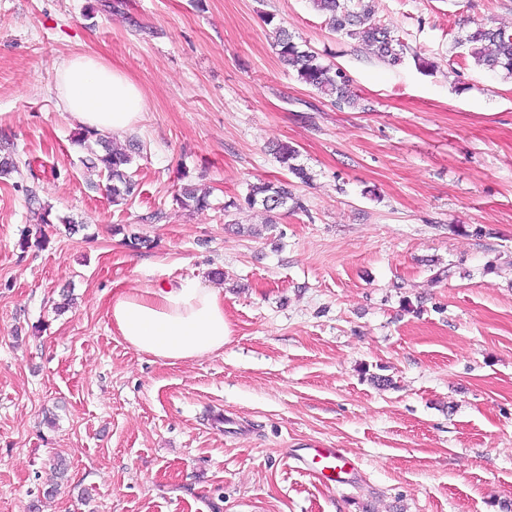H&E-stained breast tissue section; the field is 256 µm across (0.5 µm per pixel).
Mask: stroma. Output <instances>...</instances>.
I'll use <instances>...</instances> for the list:
<instances>
[{
  "label": "stroma",
  "instance_id": "1",
  "mask_svg": "<svg viewBox=\"0 0 512 512\" xmlns=\"http://www.w3.org/2000/svg\"><path fill=\"white\" fill-rule=\"evenodd\" d=\"M88 3L0 0V512H512V78L461 43L512 32V0H373L395 67L311 0ZM269 14L355 105L281 63ZM77 54L145 99L122 205L56 89ZM276 140L312 179L269 229L224 204L289 179ZM187 182L208 208L176 204ZM31 186L78 232L20 250ZM215 268L222 354L169 364L113 332V289ZM292 448L344 449L352 482L322 486Z\"/></svg>",
  "mask_w": 512,
  "mask_h": 512
}]
</instances>
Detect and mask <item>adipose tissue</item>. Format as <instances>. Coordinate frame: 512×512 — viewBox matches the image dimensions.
<instances>
[{"label":"adipose tissue","mask_w":512,"mask_h":512,"mask_svg":"<svg viewBox=\"0 0 512 512\" xmlns=\"http://www.w3.org/2000/svg\"><path fill=\"white\" fill-rule=\"evenodd\" d=\"M55 82L73 123L118 139L145 110L132 80L89 55L64 61ZM108 315L131 348L171 364L221 353L232 334L219 289L196 281L117 289Z\"/></svg>","instance_id":"ef3b65f1"}]
</instances>
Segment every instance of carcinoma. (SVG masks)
Listing matches in <instances>:
<instances>
[{
    "instance_id": "obj_1",
    "label": "carcinoma",
    "mask_w": 512,
    "mask_h": 512,
    "mask_svg": "<svg viewBox=\"0 0 512 512\" xmlns=\"http://www.w3.org/2000/svg\"><path fill=\"white\" fill-rule=\"evenodd\" d=\"M312 2L317 10L328 16V24L333 31L362 39L371 47L377 59L385 64L390 66L401 64L403 42L384 25L365 26L370 10L363 5L364 0H357L354 6L349 5L350 0H312ZM274 30L280 60L295 69L299 79L306 86L334 98L336 103H354V98L349 91V78L341 68L326 65L316 52L301 48L286 29L276 26ZM461 44L469 46V56L477 66L488 71H504L512 75V33L501 28L493 30L479 26L470 31L461 40ZM77 142L87 151L85 166L106 174V191L112 203L119 205L128 201L134 192V184L128 174V168L133 161L132 152L109 147L101 134L88 129L79 134ZM273 154L296 179L304 184L310 182L311 175L307 169L294 163L298 151L293 146L286 142H278L273 146ZM175 201L185 209L202 210L209 205L208 197L197 193L189 184L180 188ZM242 203L250 208L256 206L262 208L268 213L266 220L268 224L276 223L277 215L305 209L302 200L295 195L291 184L286 181L277 183L259 181L250 184L242 201L232 200L224 204V211L236 209ZM35 215L38 236L32 244L37 247H43L48 243L44 227H50L56 221L66 225L71 231L76 230V225L72 224L69 218L54 215L49 206L39 205ZM32 244L29 243V235L26 234L20 242V248L24 250Z\"/></svg>"
}]
</instances>
